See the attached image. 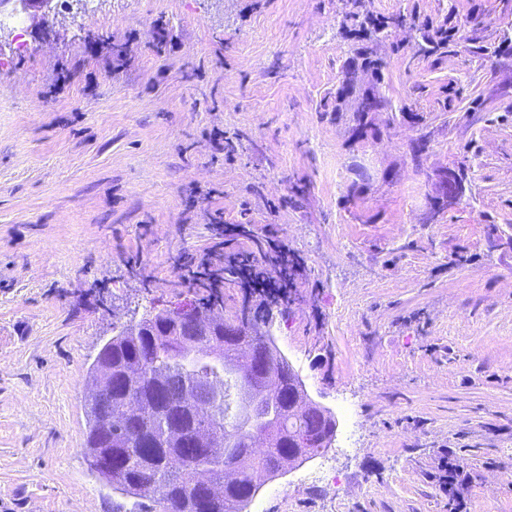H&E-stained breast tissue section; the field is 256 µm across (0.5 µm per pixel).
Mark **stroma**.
I'll use <instances>...</instances> for the list:
<instances>
[{
    "instance_id": "stroma-1",
    "label": "stroma",
    "mask_w": 512,
    "mask_h": 512,
    "mask_svg": "<svg viewBox=\"0 0 512 512\" xmlns=\"http://www.w3.org/2000/svg\"><path fill=\"white\" fill-rule=\"evenodd\" d=\"M54 6L25 50L0 30V512H141L84 455L87 370L130 319L199 304L176 266L218 222L297 262L267 327L337 422L335 482L265 480L266 512H453L445 448L465 512H512V0ZM351 72L378 111L337 106ZM439 198L448 202V206L455 205L460 199L461 187L458 175L454 171H446L439 180ZM439 470V479L444 489L448 490L449 501H452L454 505V501L459 495V488L464 487L468 483L469 477L457 463L456 456L452 453L439 463Z\"/></svg>"
}]
</instances>
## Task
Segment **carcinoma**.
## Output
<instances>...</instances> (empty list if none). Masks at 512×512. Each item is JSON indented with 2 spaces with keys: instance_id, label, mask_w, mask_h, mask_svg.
Here are the masks:
<instances>
[{
  "instance_id": "cac0c4a2",
  "label": "carcinoma",
  "mask_w": 512,
  "mask_h": 512,
  "mask_svg": "<svg viewBox=\"0 0 512 512\" xmlns=\"http://www.w3.org/2000/svg\"><path fill=\"white\" fill-rule=\"evenodd\" d=\"M448 39V29L423 34L430 53ZM224 350L223 368L204 363L207 378L221 374V397L207 411L183 404L172 382L184 358L177 328L162 314L129 324L125 335L112 337L108 355H96L90 365L91 384L111 386V409L94 397L86 400V456L92 470L112 490L129 497L157 500L162 512H237L253 500L262 476L273 477L295 464L292 449L305 445L315 455L326 448L318 435L319 420L294 407L297 385L288 362L259 326L246 324L235 336L224 325L203 338L198 351ZM263 355L255 368L240 363L247 349ZM255 390L251 416L257 431L237 428L236 399L245 388ZM261 440L266 450L252 453Z\"/></svg>"
}]
</instances>
